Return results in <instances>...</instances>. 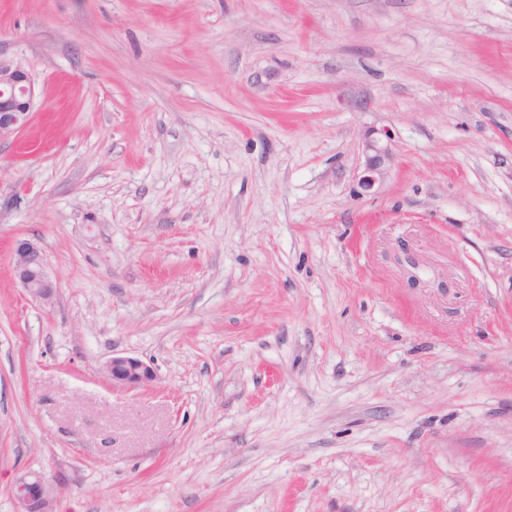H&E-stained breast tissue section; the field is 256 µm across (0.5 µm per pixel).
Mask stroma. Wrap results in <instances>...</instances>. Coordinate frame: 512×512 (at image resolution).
<instances>
[{"mask_svg":"<svg viewBox=\"0 0 512 512\" xmlns=\"http://www.w3.org/2000/svg\"><path fill=\"white\" fill-rule=\"evenodd\" d=\"M0 56V512H512V0H0ZM36 86L22 66L0 57V143L19 134L36 103ZM393 137L389 130H373L362 141L365 161L358 178L360 195L370 194L385 180L394 161ZM13 272L25 292L44 305H52L57 294L56 282L47 270L41 248L31 240L17 242L13 253ZM106 376L113 387L135 389L153 383L157 374L154 367L138 356L112 354L104 365ZM17 512H55L52 489L41 474L24 473L12 485Z\"/></svg>","mask_w":512,"mask_h":512,"instance_id":"35a3bbf8","label":"stroma"}]
</instances>
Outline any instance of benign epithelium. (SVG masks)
I'll return each mask as SVG.
<instances>
[{"instance_id": "obj_1", "label": "benign epithelium", "mask_w": 512, "mask_h": 512, "mask_svg": "<svg viewBox=\"0 0 512 512\" xmlns=\"http://www.w3.org/2000/svg\"><path fill=\"white\" fill-rule=\"evenodd\" d=\"M36 86L22 66L0 58V143L19 134L27 125L36 103ZM365 161L358 178L360 195L377 189L394 161L393 137L386 129L374 130L362 141ZM13 272L25 292L45 305L54 303L56 282L47 270L41 248L31 240L17 242L13 253ZM112 386L135 389L153 383L154 367L138 356L116 353L104 365ZM11 494L17 512H55L52 489L44 477L25 473L12 485Z\"/></svg>"}]
</instances>
